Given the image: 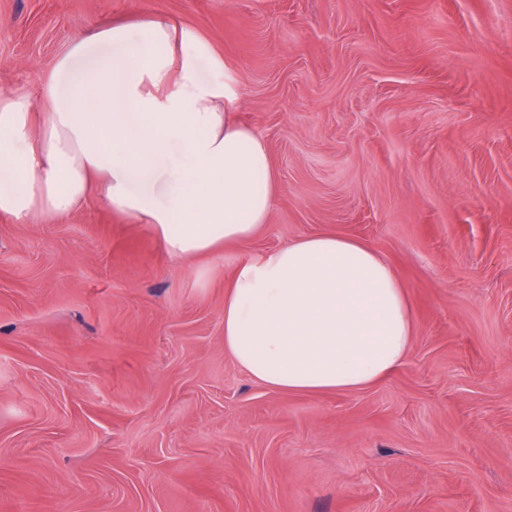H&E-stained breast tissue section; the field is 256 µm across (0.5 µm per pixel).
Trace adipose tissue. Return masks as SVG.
I'll return each mask as SVG.
<instances>
[{
    "mask_svg": "<svg viewBox=\"0 0 512 512\" xmlns=\"http://www.w3.org/2000/svg\"><path fill=\"white\" fill-rule=\"evenodd\" d=\"M239 94L211 46L166 17L91 28L40 99L0 94V213L65 217L100 198L151 225L177 259L247 241L268 221L277 179L263 139L236 118ZM414 328L390 262L337 234L243 260L224 294L225 353L288 393L388 377Z\"/></svg>",
    "mask_w": 512,
    "mask_h": 512,
    "instance_id": "adipose-tissue-1",
    "label": "adipose tissue"
}]
</instances>
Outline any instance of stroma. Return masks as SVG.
<instances>
[{"label":"stroma","mask_w":512,"mask_h":512,"mask_svg":"<svg viewBox=\"0 0 512 512\" xmlns=\"http://www.w3.org/2000/svg\"><path fill=\"white\" fill-rule=\"evenodd\" d=\"M147 13L221 54L279 192L190 260L100 199L0 214V512H512V0H0V92ZM325 232L395 268L411 349L361 389L265 387L224 291Z\"/></svg>","instance_id":"stroma-1"}]
</instances>
